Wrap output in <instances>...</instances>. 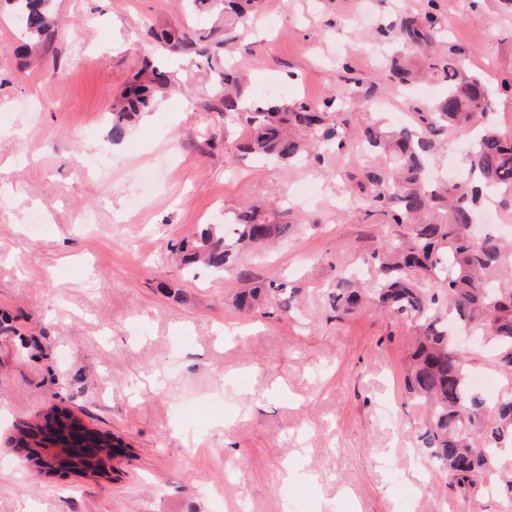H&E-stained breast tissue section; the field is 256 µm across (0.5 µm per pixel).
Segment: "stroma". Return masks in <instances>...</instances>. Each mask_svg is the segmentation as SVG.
<instances>
[{
  "label": "stroma",
  "mask_w": 512,
  "mask_h": 512,
  "mask_svg": "<svg viewBox=\"0 0 512 512\" xmlns=\"http://www.w3.org/2000/svg\"><path fill=\"white\" fill-rule=\"evenodd\" d=\"M53 8L61 31L32 62L16 54L0 0V512H503L498 497L458 499L429 471L421 414L400 392L406 321L369 302L337 319L328 310L338 285L371 277L375 244L403 232L351 179L364 112L323 167H260L204 111L198 79L112 141L113 103L158 55L152 32L194 21L180 0ZM407 12L440 21L467 69L496 87L490 117L512 132L503 0H267L236 61L259 99L318 104L350 71L405 110L410 89L380 77V31ZM273 197L300 222L242 261L295 293L287 311L246 315L233 275L187 274L172 248ZM54 406L122 441L105 475L48 471L9 446Z\"/></svg>",
  "instance_id": "1"
}]
</instances>
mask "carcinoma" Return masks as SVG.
<instances>
[{"mask_svg": "<svg viewBox=\"0 0 512 512\" xmlns=\"http://www.w3.org/2000/svg\"><path fill=\"white\" fill-rule=\"evenodd\" d=\"M23 49L49 48L58 37L51 0H10ZM264 0H185L202 26L153 33L170 53L193 55L209 82L207 110L237 127L242 155L276 165L321 162L318 149L343 147L331 111L367 101L358 78L321 104L304 99L255 100L250 83L226 55L245 28L262 12ZM399 49L390 57L385 80L413 84L431 74L442 83L436 98L413 106V125L393 124L371 112L359 138L371 155L359 191L390 220L406 227L402 241L382 244L372 253L375 278L367 293L376 308L409 321L415 339L405 357L401 391L423 410L420 438L434 471L457 497L484 495L512 500V393L488 398L470 383L471 352L455 345L450 327L482 338L496 361L512 372V244L495 233L475 239V223L485 197L502 196L512 204V135L489 119L493 92L482 77L467 71L465 53L448 44L446 55L429 63L428 50L443 40L432 14L406 16L393 28ZM181 82V75L150 60L133 75L110 112L112 140L154 109ZM473 130L467 164L470 176L459 183L432 179L427 165L438 138L448 129ZM289 208L256 202L224 214L222 224H202L190 243L173 246L184 270L203 265L232 270L248 284L235 294L244 314L273 307L288 295L285 284L267 283L241 264L244 253L288 239ZM364 292L338 288L329 294L336 315L350 314Z\"/></svg>", "mask_w": 512, "mask_h": 512, "instance_id": "cac0c4a2", "label": "carcinoma"}]
</instances>
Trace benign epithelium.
I'll return each mask as SVG.
<instances>
[{"label": "benign epithelium", "mask_w": 512, "mask_h": 512, "mask_svg": "<svg viewBox=\"0 0 512 512\" xmlns=\"http://www.w3.org/2000/svg\"><path fill=\"white\" fill-rule=\"evenodd\" d=\"M51 415L55 420L36 436L20 432L29 439L26 449L38 455L46 469L72 468L83 474L102 472L109 460L110 449L105 444L93 442L99 434L84 426L69 411L53 407Z\"/></svg>", "instance_id": "1"}]
</instances>
